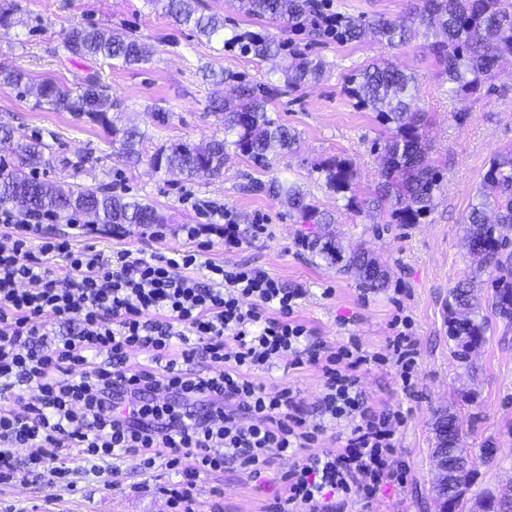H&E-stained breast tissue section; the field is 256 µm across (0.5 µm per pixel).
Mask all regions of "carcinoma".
<instances>
[{"label": "carcinoma", "instance_id": "cac0c4a2", "mask_svg": "<svg viewBox=\"0 0 512 512\" xmlns=\"http://www.w3.org/2000/svg\"><path fill=\"white\" fill-rule=\"evenodd\" d=\"M162 17H173L191 26L207 39L223 38L240 53L254 59L276 61L279 83L252 82L226 73L212 74L215 87L208 101L209 111L224 125V138L195 145L187 141L165 143L148 159L155 170L178 172L187 178L219 177L224 174V157L232 150L254 162L267 159L269 150L295 151L298 138L270 112L273 99L285 92H296L324 76L326 63L319 57L291 50L275 35L255 32L225 33L224 19L197 14L196 0H148ZM248 15L281 33L315 28L313 0H242ZM433 32V40L424 48L441 63L457 97L476 94L483 83L498 70L512 66V0H413L405 13L395 19L336 14L333 36L341 43L360 42L367 35L386 41L392 47L415 38L419 28ZM63 49L79 58H102L131 66L148 60L151 46L123 30L104 31L94 25L76 26L63 41ZM31 79L18 68H1L0 85L20 94L29 91ZM348 96L360 107L376 113L383 136L373 141L380 159L381 178L370 201L356 192V170L348 160L329 158L314 165L327 188L346 200L345 207L363 210L370 204L387 208L397 224H420L430 214L435 192L440 188V172L429 157L426 139V113L413 108L418 99L416 78L397 66L370 63L349 76ZM38 101L59 112H74L99 124L112 138L126 163H138L146 133L135 125L118 127L112 111L119 103L99 84L93 74L83 78L80 89L65 90L52 81L37 87ZM9 151L12 161L0 157V206L22 211L52 212L61 221L80 214L92 217L94 224L149 226L165 223L158 209L138 200L78 185H56L39 180L33 172L48 163L45 151L50 146L34 142L12 129L0 128V149ZM253 189L288 206L308 224H330L332 216L307 200L301 187L293 182L272 179L257 181ZM464 247L475 272L498 273L491 309L503 319H512V253L506 252L512 232V149L495 154L487 169L479 202L467 216ZM308 245L324 259L342 265L369 289L384 286L388 269L368 251L347 248L333 239L314 237ZM482 310L481 288L468 279L451 291L450 329L462 341V348L483 335L476 321ZM436 450L448 449V455L466 465L473 460L463 445V434L455 414L444 413L434 425ZM473 471H468L448 493L456 512H512V483L473 501L465 497Z\"/></svg>", "mask_w": 512, "mask_h": 512}]
</instances>
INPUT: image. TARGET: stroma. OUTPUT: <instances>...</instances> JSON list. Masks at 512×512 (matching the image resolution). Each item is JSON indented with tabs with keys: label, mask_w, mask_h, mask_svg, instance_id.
<instances>
[{
	"label": "stroma",
	"mask_w": 512,
	"mask_h": 512,
	"mask_svg": "<svg viewBox=\"0 0 512 512\" xmlns=\"http://www.w3.org/2000/svg\"><path fill=\"white\" fill-rule=\"evenodd\" d=\"M15 22L0 27V66L25 70L33 83L52 80L73 88L90 73H97L121 105L113 112L115 124H134L146 132L144 155L165 142L200 143L223 137L224 128L208 109L213 90L204 68L224 70L249 80L269 79V64L260 63L207 40L191 28L158 16L147 0H12ZM92 24L104 30H126L147 42L149 61L122 67L107 61L72 58L62 41L75 25ZM291 47L322 58L329 71L319 83L273 102L276 112L295 131V152L271 150L268 166L229 154L224 174L191 181L154 172L147 164L127 165L118 158L103 130L71 112H56L38 104L34 96L0 88V126L14 128L30 140L49 144L51 152L37 176L45 182L65 181L91 189L153 203L165 218V238H152L151 228L99 224L77 233L58 221L44 225L43 237H67L74 247L94 244L111 250L144 248L167 253L185 247L176 230L182 224H205L212 209L231 210L241 227L256 216L269 224V237L240 250L227 252L224 239L212 234L210 258L246 262L263 269L291 288L305 292L299 315L315 336L336 343L359 337L364 347L383 351L389 323L402 313L415 323L419 344L416 387L402 391L393 369L371 365L362 372L363 388L371 406L399 408L406 414L397 432L398 452L406 463L405 486L385 485L371 507L361 502L338 504L336 512H434L432 489L433 424L439 413H455L464 442L473 450L492 449L490 461H477L475 478L467 492L475 498L512 480V322L483 310L482 341L462 350L449 333L448 295L473 272L461 242L465 221L478 201L482 180L497 150L512 148V71L496 73L476 95L452 98L448 82L421 40L398 48L374 39L339 43L302 31L290 35ZM383 58L414 74L420 88L417 108L430 118V156L442 176L434 208L419 224L391 223L386 211L345 209L339 195L316 181L314 163L340 157L356 168L357 193L368 196L380 179L373 141L381 128L372 112L357 108L345 92L351 71ZM297 182L319 209L336 221L323 225L326 236L358 245L377 256L389 270L386 286L371 290L355 277L338 272L303 242L314 227L289 216L277 200L256 192L254 181L272 178ZM332 296H324V289ZM64 486L45 479L26 484H0V512H168L163 495L135 493L138 460L126 457L121 488L80 473ZM288 458L275 459L273 477L263 488L232 469L205 477L195 491L196 512H265L279 485L276 473L287 470Z\"/></svg>",
	"instance_id": "35a3bbf8"
}]
</instances>
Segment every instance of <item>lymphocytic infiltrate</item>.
<instances>
[{
    "mask_svg": "<svg viewBox=\"0 0 512 512\" xmlns=\"http://www.w3.org/2000/svg\"><path fill=\"white\" fill-rule=\"evenodd\" d=\"M52 221L0 206V483L65 481L75 457L99 478L100 462L131 453L145 476L137 490H150L147 474H173L162 489L171 512H194L202 476L231 464L256 482L279 456L292 464L267 512H335L346 499L368 507L384 485H404L405 415L370 406L361 372L391 367L413 392L410 319L393 318L383 353L355 336L331 345L300 319L302 289L207 259V225H181L188 248L164 254L40 240ZM135 352L144 363L131 364ZM199 360L208 371H193ZM283 362L317 371L314 410L297 388L260 381ZM331 429L338 448L315 452Z\"/></svg>",
    "mask_w": 512,
    "mask_h": 512,
    "instance_id": "f902f5d3",
    "label": "lymphocytic infiltrate"
}]
</instances>
